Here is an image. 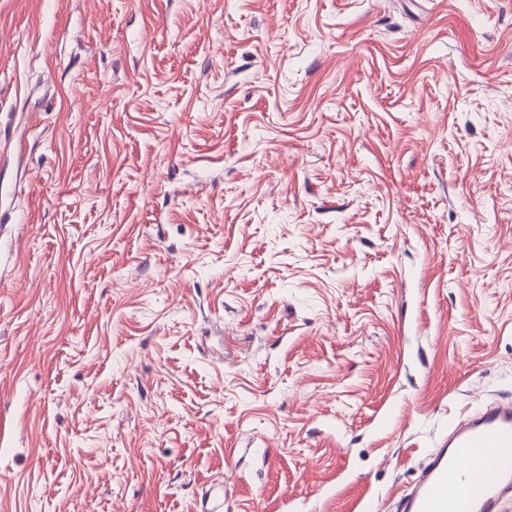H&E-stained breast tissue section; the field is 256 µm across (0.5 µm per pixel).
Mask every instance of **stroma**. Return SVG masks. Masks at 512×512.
Instances as JSON below:
<instances>
[{
    "label": "stroma",
    "mask_w": 512,
    "mask_h": 512,
    "mask_svg": "<svg viewBox=\"0 0 512 512\" xmlns=\"http://www.w3.org/2000/svg\"><path fill=\"white\" fill-rule=\"evenodd\" d=\"M512 398V0H0V512H398Z\"/></svg>",
    "instance_id": "35a3bbf8"
}]
</instances>
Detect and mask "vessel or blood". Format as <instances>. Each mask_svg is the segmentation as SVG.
<instances>
[{"mask_svg": "<svg viewBox=\"0 0 512 512\" xmlns=\"http://www.w3.org/2000/svg\"><path fill=\"white\" fill-rule=\"evenodd\" d=\"M512 495V402L453 424L400 499V512H502Z\"/></svg>", "mask_w": 512, "mask_h": 512, "instance_id": "obj_1", "label": "vessel or blood"}]
</instances>
